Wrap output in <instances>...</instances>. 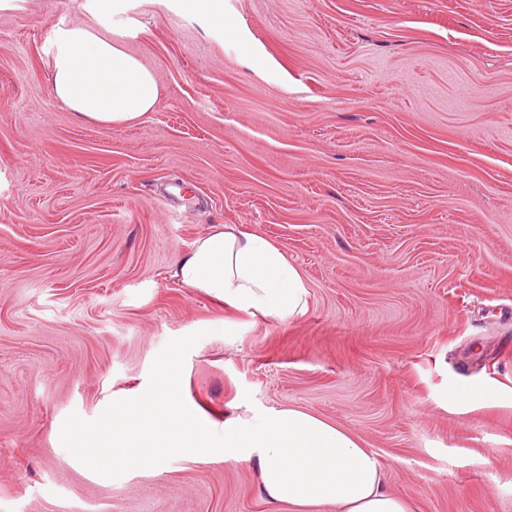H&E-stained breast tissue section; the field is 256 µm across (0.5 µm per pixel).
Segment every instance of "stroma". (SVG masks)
Returning a JSON list of instances; mask_svg holds the SVG:
<instances>
[{
	"label": "stroma",
	"instance_id": "1",
	"mask_svg": "<svg viewBox=\"0 0 512 512\" xmlns=\"http://www.w3.org/2000/svg\"><path fill=\"white\" fill-rule=\"evenodd\" d=\"M220 9L0 5V512H271L251 462L106 478L60 442L197 331L181 390L212 430L297 408L356 436L412 512H512V0ZM73 25L154 74L151 112L98 125L55 98ZM217 224L284 254L305 314L180 284Z\"/></svg>",
	"mask_w": 512,
	"mask_h": 512
}]
</instances>
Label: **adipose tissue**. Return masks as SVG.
<instances>
[{
    "instance_id": "obj_1",
    "label": "adipose tissue",
    "mask_w": 512,
    "mask_h": 512,
    "mask_svg": "<svg viewBox=\"0 0 512 512\" xmlns=\"http://www.w3.org/2000/svg\"><path fill=\"white\" fill-rule=\"evenodd\" d=\"M51 87L80 119L123 124L154 109L159 88L151 73L110 38L83 25L58 30ZM186 287L260 317L303 314L307 289L282 252L257 234L219 224L203 236L175 271ZM224 459L254 462L267 501L310 512L326 503L339 512H411L384 487L375 456L357 438L308 412L281 409L258 423L224 422Z\"/></svg>"
}]
</instances>
